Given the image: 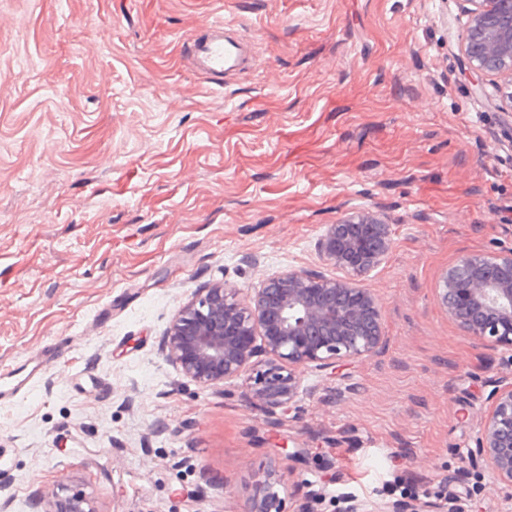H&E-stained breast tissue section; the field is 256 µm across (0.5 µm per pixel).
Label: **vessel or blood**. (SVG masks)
I'll return each mask as SVG.
<instances>
[{
    "label": "vessel or blood",
    "mask_w": 512,
    "mask_h": 512,
    "mask_svg": "<svg viewBox=\"0 0 512 512\" xmlns=\"http://www.w3.org/2000/svg\"><path fill=\"white\" fill-rule=\"evenodd\" d=\"M185 43L187 67L219 87L253 61L252 44L239 35L235 23L221 19L210 21L203 34L186 37Z\"/></svg>",
    "instance_id": "vessel-or-blood-1"
}]
</instances>
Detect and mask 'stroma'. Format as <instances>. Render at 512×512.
<instances>
[{"label":"stroma","mask_w":512,"mask_h":512,"mask_svg":"<svg viewBox=\"0 0 512 512\" xmlns=\"http://www.w3.org/2000/svg\"><path fill=\"white\" fill-rule=\"evenodd\" d=\"M236 22L254 69L218 87L186 36ZM458 0H0V365L73 347L0 404V512H284L456 497L512 512L472 459L512 347L464 335L437 283L512 248V109L464 67ZM371 208L367 277L387 344L304 373L292 413L204 388L161 350L178 307L224 282L317 267L326 225ZM282 501L270 484L256 487L247 512H284Z\"/></svg>","instance_id":"35a3bbf8"}]
</instances>
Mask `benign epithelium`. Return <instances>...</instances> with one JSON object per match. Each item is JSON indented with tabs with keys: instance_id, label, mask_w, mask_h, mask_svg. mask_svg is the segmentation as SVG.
<instances>
[{
	"instance_id": "7a95c632",
	"label": "benign epithelium",
	"mask_w": 512,
	"mask_h": 512,
	"mask_svg": "<svg viewBox=\"0 0 512 512\" xmlns=\"http://www.w3.org/2000/svg\"><path fill=\"white\" fill-rule=\"evenodd\" d=\"M469 18L462 51L477 83L512 87V0H461ZM381 213L360 209L326 226L317 251L332 272L291 268L243 290L230 283L201 288L174 316L162 339L166 359L205 386L240 380L251 404L270 415L290 412L307 391L302 373L336 370L385 346L379 298L366 283L393 249ZM448 317L468 336L512 347V249L462 252L438 281ZM265 356V368L257 358ZM476 457L512 484V385L493 393ZM80 496L58 499L52 512H93ZM270 484L256 487L247 512H283ZM347 512H465L457 500L415 498L407 504L350 499Z\"/></svg>"
}]
</instances>
